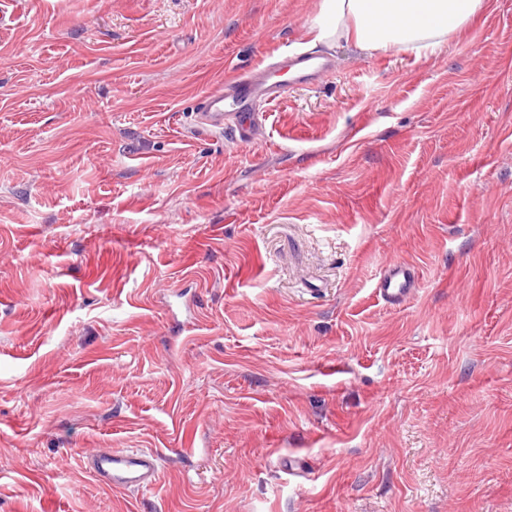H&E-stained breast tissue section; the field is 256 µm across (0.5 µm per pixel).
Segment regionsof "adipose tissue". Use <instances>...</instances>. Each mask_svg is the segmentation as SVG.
<instances>
[{"mask_svg": "<svg viewBox=\"0 0 512 512\" xmlns=\"http://www.w3.org/2000/svg\"><path fill=\"white\" fill-rule=\"evenodd\" d=\"M488 0H321L308 32L312 43L341 40L372 54L432 50L462 34Z\"/></svg>", "mask_w": 512, "mask_h": 512, "instance_id": "adipose-tissue-1", "label": "adipose tissue"}]
</instances>
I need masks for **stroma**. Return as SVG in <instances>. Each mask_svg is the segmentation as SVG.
Returning a JSON list of instances; mask_svg holds the SVG:
<instances>
[{
  "label": "stroma",
  "mask_w": 512,
  "mask_h": 512,
  "mask_svg": "<svg viewBox=\"0 0 512 512\" xmlns=\"http://www.w3.org/2000/svg\"><path fill=\"white\" fill-rule=\"evenodd\" d=\"M319 3L0 0V512H512V0L196 128ZM415 268L400 260L386 262L380 272L377 290L380 297L391 305L410 301L418 292ZM158 455L138 448H96L84 457L87 469L113 490L144 491L152 488L159 475Z\"/></svg>",
  "instance_id": "35a3bbf8"
}]
</instances>
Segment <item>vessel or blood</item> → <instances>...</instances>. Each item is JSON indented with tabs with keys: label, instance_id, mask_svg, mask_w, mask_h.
<instances>
[{
	"label": "vessel or blood",
	"instance_id": "1",
	"mask_svg": "<svg viewBox=\"0 0 512 512\" xmlns=\"http://www.w3.org/2000/svg\"><path fill=\"white\" fill-rule=\"evenodd\" d=\"M334 72L325 58L309 53H280L269 64L241 74L226 71L197 99L195 122L214 134L233 131L239 147L253 145L262 109L284 96L291 86L325 82ZM414 267L400 260L384 264L377 285L380 297L392 305L410 301L418 292ZM85 465L103 485L115 490L144 491L159 475L158 455L149 449L96 448L85 456Z\"/></svg>",
	"mask_w": 512,
	"mask_h": 512
}]
</instances>
